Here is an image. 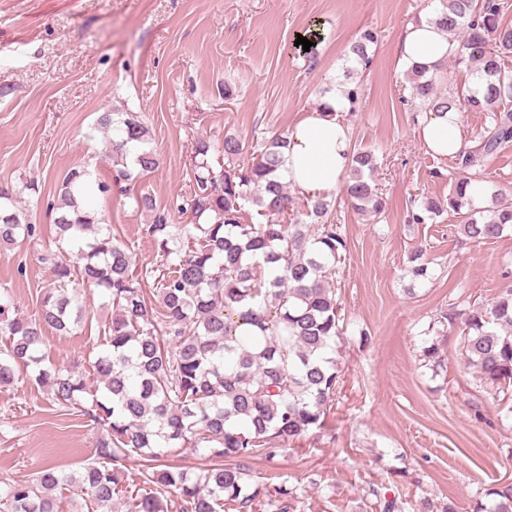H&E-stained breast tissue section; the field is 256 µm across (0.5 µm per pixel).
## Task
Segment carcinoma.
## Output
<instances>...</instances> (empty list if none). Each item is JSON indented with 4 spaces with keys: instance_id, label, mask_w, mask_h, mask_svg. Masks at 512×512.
<instances>
[{
    "instance_id": "1",
    "label": "carcinoma",
    "mask_w": 512,
    "mask_h": 512,
    "mask_svg": "<svg viewBox=\"0 0 512 512\" xmlns=\"http://www.w3.org/2000/svg\"><path fill=\"white\" fill-rule=\"evenodd\" d=\"M511 8L509 0H438L435 6V23L455 43L454 66L480 74L484 86L440 93L444 72L411 69L405 76L413 98L426 112L466 108L490 113L491 121L456 156L448 198L412 200L411 224L447 212L474 242L512 228L511 202L495 193L487 207L473 203L474 194L487 192V159L512 142V24L504 22ZM377 40L372 29L359 33L347 72L371 69ZM97 125L112 131V183L80 166L46 202L56 229L55 249L42 257L51 283L33 316L18 312L3 288L0 388L25 374L59 410L87 417L100 436L93 457L77 469L49 464L27 479L0 484V512H62L63 493L73 488L71 512H111L120 496L127 498V512H168L171 489L181 512H252L263 489L268 505L290 512L294 489L280 484L251 491L243 466L224 459L275 456V445L321 427L334 400L340 368L329 353L342 335V318L332 284L346 249L336 202L289 194L278 174L285 131L256 138L247 165L236 163L245 149L240 138L225 135L220 157L200 138L191 146L194 190L177 205L192 217V227L168 223L152 196L133 197L138 209L152 213L145 232L159 253V264L138 268L91 199L153 172L158 154L149 129L130 114L116 121L104 112ZM376 169L373 150H353L342 196L360 215L384 212L372 180ZM13 195L14 189L0 187V243L40 238L41 225L14 207ZM82 283L102 289L112 304L90 376L52 364L45 352L46 330L69 333L81 324L75 288ZM235 315L251 333L235 334ZM438 323L461 330L465 363L481 382L504 393L512 389V285L489 305L452 310ZM174 448L200 449L211 464L191 474L158 463ZM131 457L142 461L135 492L116 468ZM491 495L495 504L476 512H512V484Z\"/></svg>"
}]
</instances>
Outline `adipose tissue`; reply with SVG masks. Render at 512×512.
Returning <instances> with one entry per match:
<instances>
[{"instance_id": "ef3b65f1", "label": "adipose tissue", "mask_w": 512, "mask_h": 512, "mask_svg": "<svg viewBox=\"0 0 512 512\" xmlns=\"http://www.w3.org/2000/svg\"><path fill=\"white\" fill-rule=\"evenodd\" d=\"M448 38L435 25L432 14L420 15L400 31L398 60L403 68L423 67L433 72L446 62ZM349 102L343 85H336L320 108L303 115L288 130L281 176L298 194L322 195L340 190L351 159L348 127L341 119ZM426 152L438 157L457 155L467 144L461 114H427L418 127Z\"/></svg>"}]
</instances>
